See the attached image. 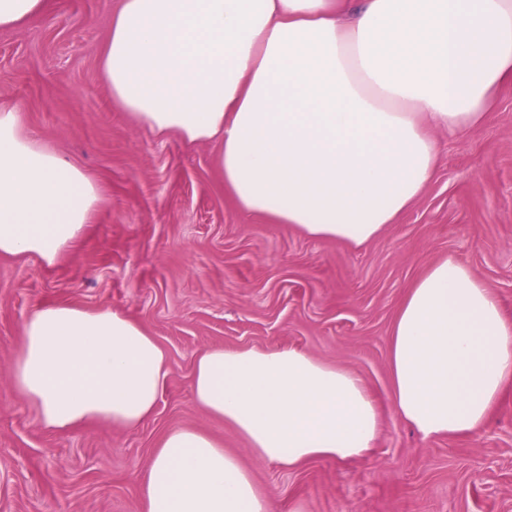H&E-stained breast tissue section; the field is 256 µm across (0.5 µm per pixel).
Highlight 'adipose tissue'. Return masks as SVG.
I'll list each match as a JSON object with an SVG mask.
<instances>
[{
    "instance_id": "obj_1",
    "label": "adipose tissue",
    "mask_w": 512,
    "mask_h": 512,
    "mask_svg": "<svg viewBox=\"0 0 512 512\" xmlns=\"http://www.w3.org/2000/svg\"><path fill=\"white\" fill-rule=\"evenodd\" d=\"M97 57L133 121L218 146L242 213L360 246L433 178L434 130L490 120L512 84V0H115ZM101 200L0 107V256L55 266ZM20 337L11 390L43 428H133L154 414L168 359L140 322L52 303ZM388 363L392 407L423 438L475 436L512 390V319L494 288L444 257L400 302ZM191 389L269 465L364 458L380 431L359 377L294 347L207 349ZM141 484L144 512H272L239 455L198 428L165 433Z\"/></svg>"
}]
</instances>
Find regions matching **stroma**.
Here are the masks:
<instances>
[{"label": "stroma", "instance_id": "35a3bbf8", "mask_svg": "<svg viewBox=\"0 0 512 512\" xmlns=\"http://www.w3.org/2000/svg\"><path fill=\"white\" fill-rule=\"evenodd\" d=\"M110 20L109 0H54L48 14L0 31V105L104 190L89 235L61 263L0 256V512H143L141 469L178 427L240 453L275 512H512V393L478 436L425 441L392 411L388 369L397 306L439 258L467 265L512 317V87L489 123L461 137L437 131L434 179L355 247L241 213L214 145L132 123L99 72ZM48 302L123 312L165 349L169 373L149 419L40 427L10 376L23 320ZM216 346L298 347L360 376L382 409L372 455L296 470L255 462L193 401L195 359Z\"/></svg>", "mask_w": 512, "mask_h": 512}]
</instances>
